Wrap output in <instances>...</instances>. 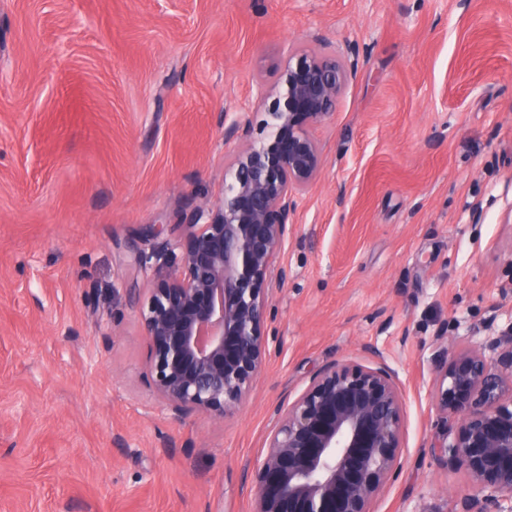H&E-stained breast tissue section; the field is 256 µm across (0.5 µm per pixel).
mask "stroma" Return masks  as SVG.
Here are the masks:
<instances>
[{
  "instance_id": "35a3bbf8",
  "label": "stroma",
  "mask_w": 512,
  "mask_h": 512,
  "mask_svg": "<svg viewBox=\"0 0 512 512\" xmlns=\"http://www.w3.org/2000/svg\"><path fill=\"white\" fill-rule=\"evenodd\" d=\"M358 66L314 134L266 358L224 421L146 369L149 227L189 243L290 51ZM512 328V0H0V512H253L278 414L331 362L384 363L401 466L370 512H462L429 448L440 337Z\"/></svg>"
}]
</instances>
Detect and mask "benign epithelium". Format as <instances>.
<instances>
[{
  "label": "benign epithelium",
  "instance_id": "1",
  "mask_svg": "<svg viewBox=\"0 0 512 512\" xmlns=\"http://www.w3.org/2000/svg\"><path fill=\"white\" fill-rule=\"evenodd\" d=\"M355 63L294 52L268 88L259 137L235 117L224 140L243 148L230 161L221 199L197 208L192 240L168 241L138 258L164 276L140 308L149 346L151 384L175 415L222 420L236 413L266 358L262 334L269 302L288 274L276 258L288 242V220L319 169L310 127L325 121ZM500 362L469 348L445 351L436 392L443 419L434 456L466 470L486 500H512V334ZM401 395L382 365L333 363L280 415L256 468L253 512H370L401 466Z\"/></svg>",
  "mask_w": 512,
  "mask_h": 512
}]
</instances>
